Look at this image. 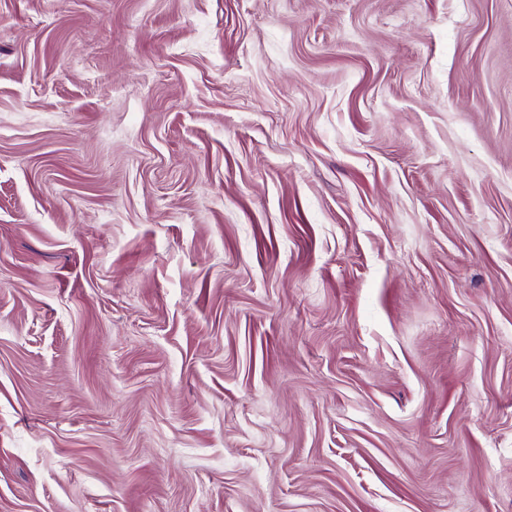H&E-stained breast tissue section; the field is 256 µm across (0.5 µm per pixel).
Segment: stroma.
Wrapping results in <instances>:
<instances>
[{
    "label": "stroma",
    "instance_id": "obj_1",
    "mask_svg": "<svg viewBox=\"0 0 512 512\" xmlns=\"http://www.w3.org/2000/svg\"><path fill=\"white\" fill-rule=\"evenodd\" d=\"M0 512H512V0H0Z\"/></svg>",
    "mask_w": 512,
    "mask_h": 512
}]
</instances>
